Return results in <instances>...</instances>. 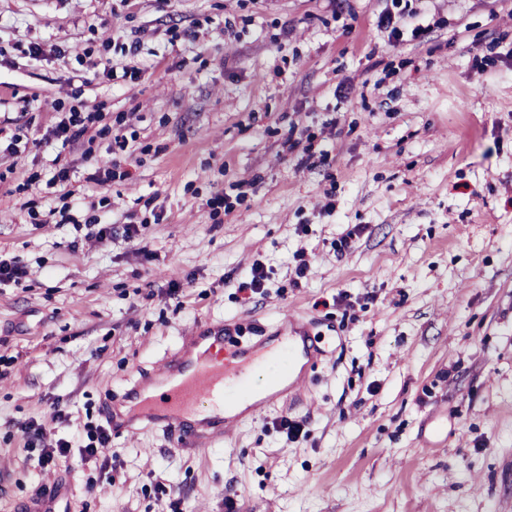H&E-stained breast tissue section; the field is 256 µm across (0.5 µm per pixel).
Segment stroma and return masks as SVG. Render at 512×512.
Segmentation results:
<instances>
[{
  "label": "stroma",
  "mask_w": 512,
  "mask_h": 512,
  "mask_svg": "<svg viewBox=\"0 0 512 512\" xmlns=\"http://www.w3.org/2000/svg\"><path fill=\"white\" fill-rule=\"evenodd\" d=\"M0 261V512H512V0H0ZM291 311L318 364L207 454L25 447ZM19 428L26 439L27 445L39 442L42 445V466L50 469L59 457H66L71 453L72 445L64 439H56L45 423L28 421L19 424Z\"/></svg>",
  "instance_id": "1"
}]
</instances>
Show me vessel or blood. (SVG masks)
<instances>
[{
	"instance_id": "b4317fda",
	"label": "vessel or blood",
	"mask_w": 512,
	"mask_h": 512,
	"mask_svg": "<svg viewBox=\"0 0 512 512\" xmlns=\"http://www.w3.org/2000/svg\"><path fill=\"white\" fill-rule=\"evenodd\" d=\"M276 330L282 335L281 353L310 362L320 355V346L298 315H285ZM227 333L221 323L193 332L160 368L139 371L129 393L134 400L129 417L107 420L112 433L158 429L171 435L176 447L198 451L226 438L243 417L225 407L250 396L249 372L259 360L251 344L235 345L227 354L217 352ZM155 382L161 383L162 393L146 394V387Z\"/></svg>"
}]
</instances>
